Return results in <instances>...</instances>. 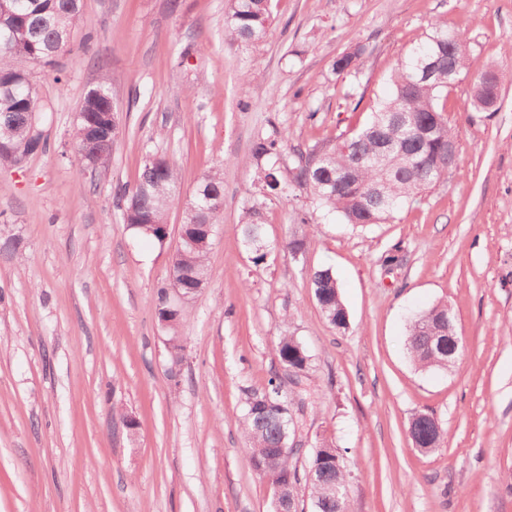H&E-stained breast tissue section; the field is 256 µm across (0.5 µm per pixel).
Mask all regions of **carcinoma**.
Here are the masks:
<instances>
[{"instance_id":"obj_1","label":"carcinoma","mask_w":512,"mask_h":512,"mask_svg":"<svg viewBox=\"0 0 512 512\" xmlns=\"http://www.w3.org/2000/svg\"><path fill=\"white\" fill-rule=\"evenodd\" d=\"M83 20L82 0H0V58L11 64L0 66V141L10 145L0 150V164L17 163L16 147L36 143L42 138L35 124L38 98L30 78V66H50L66 47L71 29ZM272 23L271 0H228L225 33L231 39L247 43L264 39ZM431 57L437 68L424 82L418 77L420 60ZM467 70V51L463 37L448 24L436 20L430 24L420 43L401 58L392 75V90L379 101L369 119L336 144L309 153L295 168L292 182L312 192L321 205L339 214L353 226L384 224L404 206L416 202L420 193L435 185L459 163L458 153L448 155L455 144L454 128L445 117L448 80H458ZM512 72L486 71L473 80V105L483 109L481 95L499 87ZM102 95L87 93L80 103L74 134V151L83 156L86 130L112 111L113 102L105 88ZM282 140L262 139L254 143L251 158L255 165L254 184L258 194L243 207L239 230L242 243L253 254L257 265L266 262L276 248L266 239L263 204L284 192L286 185L269 161L280 155ZM224 197V177L219 169L205 174L194 195L198 212L183 216L185 224L217 226L219 211L211 209L210 198ZM122 221L136 233L160 245L166 244L168 214L183 205L180 178L174 165L164 156L148 157L133 186L121 193ZM209 248L200 245L194 234L179 239L169 265V285L157 291L155 313L168 336L172 361L184 350L176 335L185 308L169 311V290L177 289L194 299L199 279L209 281L213 271L208 264ZM310 282L322 314L337 328L346 326V311L336 279L330 269H318ZM448 320V307L434 306L414 318L406 337L410 357L423 368L444 369L453 357L439 356L430 347V329L442 331ZM280 362L296 374L310 366L311 356L293 336L284 335L277 345ZM297 421L289 406L281 400L275 378L268 380L262 392L246 395L242 429L251 446V459L263 460L280 447L283 432L295 431ZM412 444L422 448L438 447L442 436L421 418L409 425ZM302 449L276 457L260 475L272 484H286L296 492L300 481L310 491L314 512H347L349 480L336 449L323 443L314 449L309 470L315 478L300 475L293 459Z\"/></svg>"}]
</instances>
